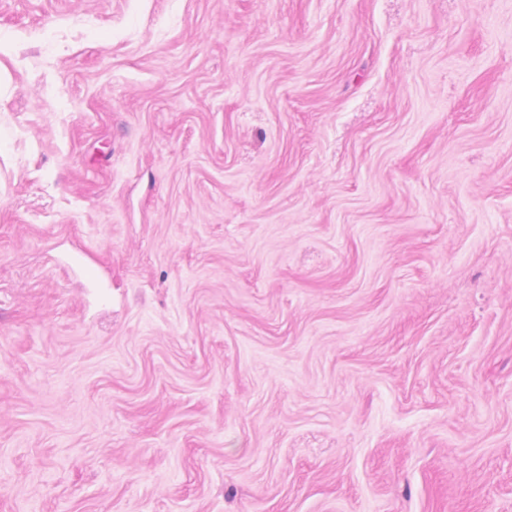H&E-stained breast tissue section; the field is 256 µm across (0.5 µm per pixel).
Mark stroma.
Masks as SVG:
<instances>
[{
	"label": "stroma",
	"instance_id": "35a3bbf8",
	"mask_svg": "<svg viewBox=\"0 0 512 512\" xmlns=\"http://www.w3.org/2000/svg\"><path fill=\"white\" fill-rule=\"evenodd\" d=\"M0 512H512V0H0Z\"/></svg>",
	"mask_w": 512,
	"mask_h": 512
}]
</instances>
